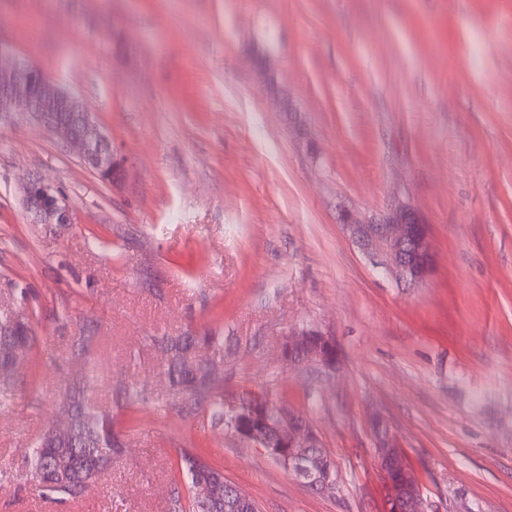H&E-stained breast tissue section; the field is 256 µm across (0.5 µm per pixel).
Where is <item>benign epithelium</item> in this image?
Instances as JSON below:
<instances>
[{
    "instance_id": "1",
    "label": "benign epithelium",
    "mask_w": 512,
    "mask_h": 512,
    "mask_svg": "<svg viewBox=\"0 0 512 512\" xmlns=\"http://www.w3.org/2000/svg\"><path fill=\"white\" fill-rule=\"evenodd\" d=\"M30 59H20L0 44V122L25 123L50 131L58 140L77 150L98 175L115 179L121 160L107 136L77 95L39 73ZM22 205L34 224H69L71 207L64 194L37 176L22 185ZM352 238L371 264L398 280L422 278L433 262L427 225L410 208L393 210L377 223L349 221ZM280 358L287 365L300 363L332 368L338 360L333 339L318 330L301 328L288 333ZM234 432L260 449L308 488L328 493L335 488L331 465L309 455L322 447L317 429L287 404L278 402L268 414L258 395L232 406ZM378 462L385 478V512H425L419 480L385 423L377 418L373 427Z\"/></svg>"
}]
</instances>
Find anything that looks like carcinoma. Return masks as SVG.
Segmentation results:
<instances>
[{"instance_id": "1", "label": "carcinoma", "mask_w": 512, "mask_h": 512, "mask_svg": "<svg viewBox=\"0 0 512 512\" xmlns=\"http://www.w3.org/2000/svg\"><path fill=\"white\" fill-rule=\"evenodd\" d=\"M28 289L14 286L13 306H0V374L9 378L10 353L16 348L28 352L34 344V332L27 315ZM214 342L212 336L166 337L160 347L166 354L165 375L172 389L195 403H203L210 389L209 374L217 370L215 361L200 354L203 345ZM94 362L86 357L81 376L82 386L69 392L63 414L68 417L71 433L65 442L52 443L47 435L32 445L28 459L31 471L47 498L73 499L82 496L105 472L112 459L123 451V443L115 432L112 414L100 411L85 402L81 387L95 381ZM211 423L230 426L232 417L224 407V396L209 400ZM182 470L193 485L202 477L215 480L219 498L207 504L196 497L189 498L183 507L181 498L173 499V512H249L251 507L238 504L236 497H224V475L213 469L201 456L185 452L181 457Z\"/></svg>"}]
</instances>
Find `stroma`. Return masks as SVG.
Returning <instances> with one entry per match:
<instances>
[{
    "mask_svg": "<svg viewBox=\"0 0 512 512\" xmlns=\"http://www.w3.org/2000/svg\"><path fill=\"white\" fill-rule=\"evenodd\" d=\"M0 43L76 93L123 161L111 183L0 124V304L26 286L35 332L0 387V512H169L186 450L261 512H383L375 414L426 512H512V0H0ZM33 174L71 223H31ZM401 204L434 249L410 285L342 222ZM294 327L332 336L336 368L285 366ZM208 333L225 405L262 390L308 417L333 495L178 412L158 341ZM82 336L86 397L124 450L53 502L25 455Z\"/></svg>",
    "mask_w": 512,
    "mask_h": 512,
    "instance_id": "obj_1",
    "label": "stroma"
}]
</instances>
